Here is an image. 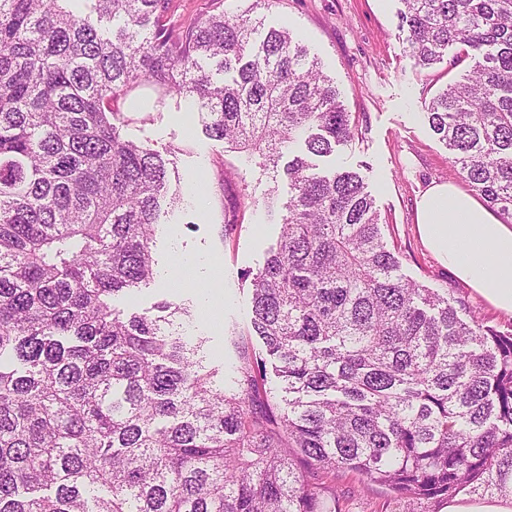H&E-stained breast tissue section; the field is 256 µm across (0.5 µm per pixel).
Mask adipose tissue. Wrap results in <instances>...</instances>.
I'll return each mask as SVG.
<instances>
[{
    "label": "adipose tissue",
    "mask_w": 512,
    "mask_h": 512,
    "mask_svg": "<svg viewBox=\"0 0 512 512\" xmlns=\"http://www.w3.org/2000/svg\"><path fill=\"white\" fill-rule=\"evenodd\" d=\"M417 215L421 237L441 263L512 316V226L450 183L422 193Z\"/></svg>",
    "instance_id": "ef3b65f1"
}]
</instances>
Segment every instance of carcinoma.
Wrapping results in <instances>:
<instances>
[{"instance_id":"obj_1","label":"carcinoma","mask_w":512,"mask_h":512,"mask_svg":"<svg viewBox=\"0 0 512 512\" xmlns=\"http://www.w3.org/2000/svg\"><path fill=\"white\" fill-rule=\"evenodd\" d=\"M79 2L0 0V512H343L338 472L413 503L511 496L512 331L402 274L362 176L308 160L357 131L318 58L286 24L253 47L261 19L223 0L178 24L170 0ZM399 2L416 65L475 59L424 116L512 220V0ZM175 97L288 180L229 389L179 332L187 308H112L153 278L177 201L127 114Z\"/></svg>"}]
</instances>
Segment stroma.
<instances>
[{
	"mask_svg": "<svg viewBox=\"0 0 512 512\" xmlns=\"http://www.w3.org/2000/svg\"><path fill=\"white\" fill-rule=\"evenodd\" d=\"M253 5L265 27L289 22L310 55L340 91L358 125L355 137L321 159L360 173L384 223L388 248L407 277L447 291L461 317H475L501 331L512 329V316L495 310L461 282L424 245L417 228V200L435 183L465 189L448 149L422 116L425 101L470 69L441 62L428 69L415 65L399 30L398 0H224V10ZM182 109L139 114L126 126L127 138L168 150L169 186L180 197L162 217L152 246L155 275L149 284L114 297L121 314L153 310L164 300L190 308L184 330L201 343L206 366L232 386L237 364L233 336L246 331L251 306L249 275L262 267L280 227L265 221L266 177L244 169L237 154L224 150L202 131L187 133ZM233 173L221 186V170ZM247 185L250 199L240 204L238 189ZM236 221L225 234V221ZM336 488L346 512H408L409 504L388 498L380 489L364 488L357 476L339 474Z\"/></svg>",
	"mask_w": 512,
	"mask_h": 512,
	"instance_id": "1",
	"label": "stroma"
}]
</instances>
